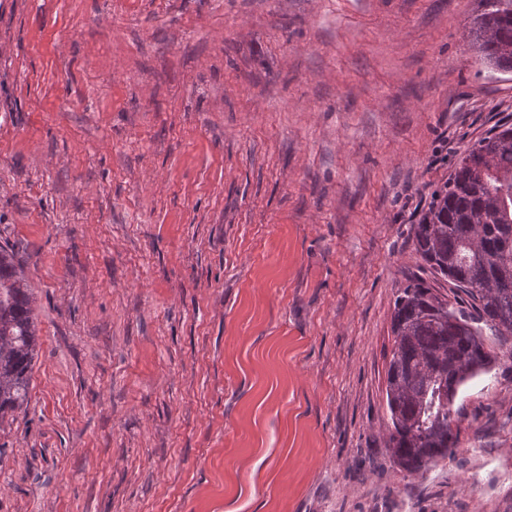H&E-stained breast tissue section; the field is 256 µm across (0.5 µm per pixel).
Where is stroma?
I'll list each match as a JSON object with an SVG mask.
<instances>
[{
  "label": "stroma",
  "mask_w": 512,
  "mask_h": 512,
  "mask_svg": "<svg viewBox=\"0 0 512 512\" xmlns=\"http://www.w3.org/2000/svg\"><path fill=\"white\" fill-rule=\"evenodd\" d=\"M483 0H0V245L35 299L0 512H512V340L397 466L393 302L512 125Z\"/></svg>",
  "instance_id": "1"
}]
</instances>
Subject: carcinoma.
Returning a JSON list of instances; mask_svg holds the SVG:
<instances>
[{
	"instance_id": "obj_1",
	"label": "carcinoma",
	"mask_w": 512,
	"mask_h": 512,
	"mask_svg": "<svg viewBox=\"0 0 512 512\" xmlns=\"http://www.w3.org/2000/svg\"><path fill=\"white\" fill-rule=\"evenodd\" d=\"M480 59L512 72V0H486L471 31ZM416 251L435 280L462 293L453 305L423 278L393 302L395 353L386 371L388 445L410 472L455 454L459 432L442 391L491 371L485 331L512 336V126L476 140L431 194L414 225ZM37 349L33 299L13 249L0 246V421L22 410Z\"/></svg>"
}]
</instances>
